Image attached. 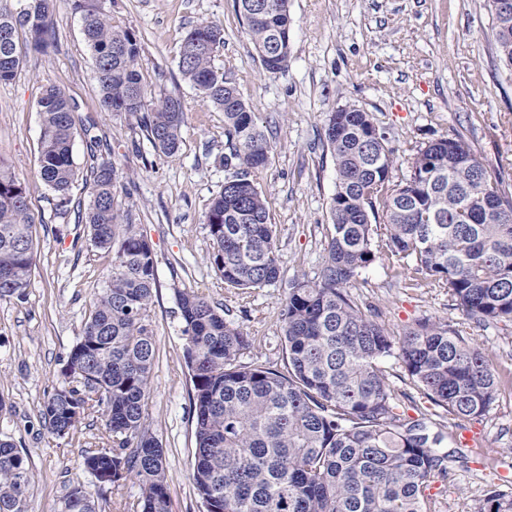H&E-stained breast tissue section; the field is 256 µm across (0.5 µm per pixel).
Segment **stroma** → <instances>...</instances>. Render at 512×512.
<instances>
[{
	"mask_svg": "<svg viewBox=\"0 0 512 512\" xmlns=\"http://www.w3.org/2000/svg\"><path fill=\"white\" fill-rule=\"evenodd\" d=\"M112 12L140 39L144 84L180 98L182 141L175 154L163 155L139 121L101 109L85 19L69 0L55 2L52 54L35 53L27 33H19L23 62L14 80L0 83V160L27 188L35 268L25 300H0V400L7 407L0 413V437L27 455L33 512H58L77 483L92 492L97 512H120L121 500L140 495L133 480L118 496L99 490L82 467V450L103 432V418H85L80 434L55 438L40 415L41 402L64 382L68 354L112 268L111 253L91 247L83 220L91 192L87 142L94 136L111 146L123 173L116 193L156 259L148 317L156 350L145 424L164 451L171 512H204L193 480L192 382L178 293H205L249 330L244 361L284 368L280 312L288 283L301 274L316 277L327 245L335 191L323 130L328 114L346 105L370 112L397 150V177L407 173L408 144L460 138L512 196V73L496 54L489 0H291L290 62L276 73L264 71L234 0H113ZM201 22L223 27L224 46L214 64L233 79L272 143L260 186L276 226L282 275L247 294L225 288L210 263L206 216L224 183V114L183 80L177 66L183 37ZM50 85L65 89L75 104L77 178L65 208L39 172L37 102ZM348 291L374 305L380 322L397 334L426 316L462 319L445 290L405 287L383 259ZM465 332L488 352L502 390L484 417L463 427L449 420L448 434L467 428L475 442L465 449L468 469L432 482L435 512H477L488 491L512 493V327L469 325Z\"/></svg>",
	"mask_w": 512,
	"mask_h": 512,
	"instance_id": "1",
	"label": "stroma"
}]
</instances>
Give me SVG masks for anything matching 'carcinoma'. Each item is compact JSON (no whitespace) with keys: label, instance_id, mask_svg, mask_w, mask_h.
Returning a JSON list of instances; mask_svg holds the SVG:
<instances>
[{"label":"carcinoma","instance_id":"carcinoma-1","mask_svg":"<svg viewBox=\"0 0 512 512\" xmlns=\"http://www.w3.org/2000/svg\"><path fill=\"white\" fill-rule=\"evenodd\" d=\"M87 19L86 45L95 63L100 105L140 121L156 151L181 142L185 112L172 95L159 98L142 83L137 35L112 16V0H70ZM53 0H0V83L21 63L18 31L46 55L55 46ZM263 69L288 67L293 18L290 0H235ZM223 28L192 27L180 47L183 79L224 112V186L213 198L207 226L211 264L238 291L277 282L282 267L258 178L271 143L217 69ZM497 55L512 70V15L495 33ZM41 117L40 175L59 198L76 176L74 104L47 87ZM324 140L336 171L331 227L317 277H296L281 311L287 372L240 361L252 339L199 291L178 295L184 358L193 385L194 483L206 512H434L431 479L448 480L461 450L445 419L484 416L500 381L484 348L453 322L419 319L400 334L377 319L376 308L347 291L377 258L388 260L407 288H444L451 306L476 326L512 323V198L489 178L480 157L459 138L408 148L407 175L395 179V150L371 113L354 105L332 112ZM85 211L90 242L113 252L106 288L96 294L82 334L63 369L64 385L44 400L46 432L73 436L84 417L104 418L101 444L84 450L82 465L99 489L119 491L136 480L141 495L125 512H170L163 451L144 424L155 359L147 323L156 261L147 239L123 223L115 194L119 171L107 158L90 167ZM26 187L0 164V300L26 298L33 272V227ZM394 360L424 400L395 390L386 362ZM416 416L398 412L401 399ZM27 457L0 438V512H30ZM96 512L92 494L73 485L62 501ZM477 512H512V494L492 490Z\"/></svg>","mask_w":512,"mask_h":512}]
</instances>
